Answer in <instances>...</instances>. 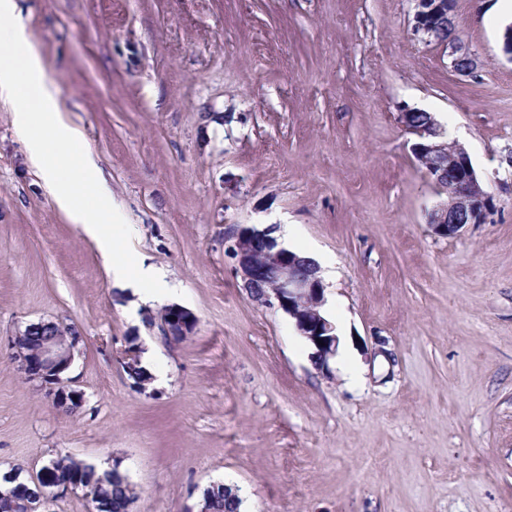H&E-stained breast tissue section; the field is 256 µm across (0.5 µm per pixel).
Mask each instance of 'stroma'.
<instances>
[{
    "mask_svg": "<svg viewBox=\"0 0 512 512\" xmlns=\"http://www.w3.org/2000/svg\"><path fill=\"white\" fill-rule=\"evenodd\" d=\"M61 107L103 170L134 254L176 295L141 303L48 194L0 104V345L74 325L60 413L0 352V475L62 453L118 467L132 512H187L216 482L245 512H512V16L456 0L478 58L413 31L415 0H16ZM433 113L490 193L435 235L438 196L399 121ZM291 224L333 278L326 366L248 296L224 227ZM197 318L166 342L154 318ZM155 345L139 389L118 353ZM167 316L159 321V327L165 340L180 343L192 336L197 320L192 312L179 304L166 305Z\"/></svg>",
    "mask_w": 512,
    "mask_h": 512,
    "instance_id": "stroma-1",
    "label": "stroma"
}]
</instances>
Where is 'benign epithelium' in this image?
Here are the masks:
<instances>
[{
    "label": "benign epithelium",
    "instance_id": "obj_1",
    "mask_svg": "<svg viewBox=\"0 0 512 512\" xmlns=\"http://www.w3.org/2000/svg\"><path fill=\"white\" fill-rule=\"evenodd\" d=\"M429 0H416L415 31L422 40L448 49L450 65L457 74L474 73L477 62L474 54L456 34L437 38L436 29H453L451 14L439 11L440 3L423 5ZM408 112L399 113L400 123L414 136L412 154L439 195L446 200L434 210L430 227L442 237L459 235L467 224H478L485 219L487 209L477 210V201H488L490 195L482 189L466 148L457 141H448L437 120L427 127H413L407 120ZM448 158V172L430 171L436 158ZM274 227L264 229L241 224L224 227V254L249 297L257 303L277 308L294 320L297 331L315 347L318 364L327 365L336 354L339 338L336 325L323 311L325 286L319 265L295 255L273 236ZM197 320L192 312L179 304L167 306V316L159 322L165 340L180 343L193 335ZM32 325H27L10 337L7 344L11 360L28 382L44 391L56 409L79 412L85 404V394L75 387L67 376L76 356L84 345L83 333L75 326L59 325L54 337L40 345L32 344ZM323 344H318V341ZM122 366L128 376L144 389L150 380L140 374V347L129 342L121 350ZM89 474L78 478L66 473L54 460L45 461L39 471L30 475L23 490L8 495V512H41L54 499L79 490H85Z\"/></svg>",
    "mask_w": 512,
    "mask_h": 512
}]
</instances>
